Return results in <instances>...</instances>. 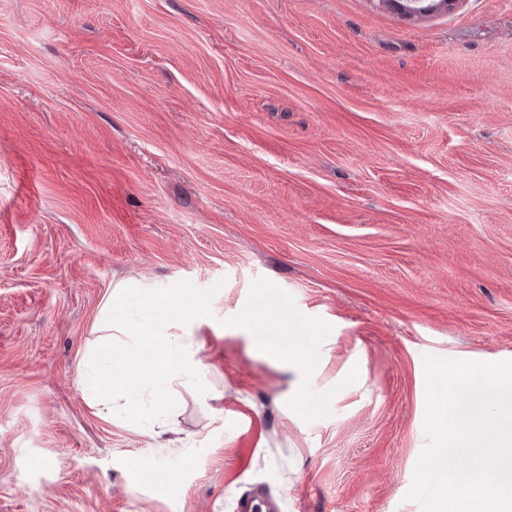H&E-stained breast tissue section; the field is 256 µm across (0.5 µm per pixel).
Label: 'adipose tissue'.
Here are the masks:
<instances>
[{
  "label": "adipose tissue",
  "instance_id": "adipose-tissue-1",
  "mask_svg": "<svg viewBox=\"0 0 512 512\" xmlns=\"http://www.w3.org/2000/svg\"><path fill=\"white\" fill-rule=\"evenodd\" d=\"M128 293V285H117L103 302L97 340L85 357L80 382L101 414L132 410L151 416L153 439L168 448L178 430L169 395L175 388L196 386L204 368L194 336L196 311L159 289L143 287L141 313L114 322L112 309Z\"/></svg>",
  "mask_w": 512,
  "mask_h": 512
}]
</instances>
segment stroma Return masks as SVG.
Listing matches in <instances>:
<instances>
[{"mask_svg": "<svg viewBox=\"0 0 512 512\" xmlns=\"http://www.w3.org/2000/svg\"><path fill=\"white\" fill-rule=\"evenodd\" d=\"M129 280L180 448L79 383ZM427 354L512 360V0H0V512H422ZM387 2L406 17H418L429 14L441 6L447 8L455 0H389ZM236 512H276L271 508L268 494L263 489H255L238 498L235 506Z\"/></svg>", "mask_w": 512, "mask_h": 512, "instance_id": "35a3bbf8", "label": "stroma"}]
</instances>
